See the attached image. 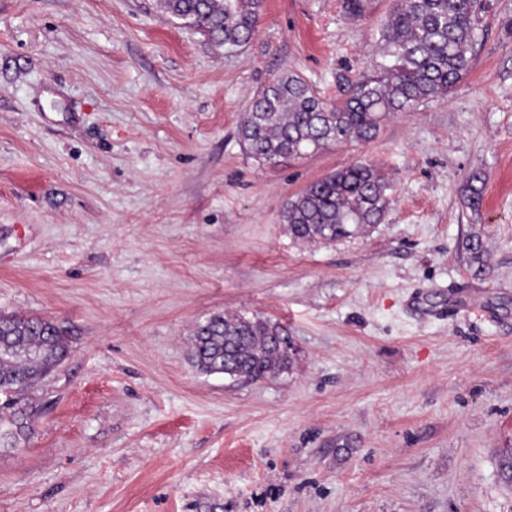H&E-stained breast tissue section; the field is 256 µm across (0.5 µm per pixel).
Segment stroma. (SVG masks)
<instances>
[{
	"label": "stroma",
	"instance_id": "obj_1",
	"mask_svg": "<svg viewBox=\"0 0 512 512\" xmlns=\"http://www.w3.org/2000/svg\"><path fill=\"white\" fill-rule=\"evenodd\" d=\"M389 8L265 0L230 49L159 0H0V311L70 344L0 416V512H512V0L370 142L271 166L238 136L284 73L336 104ZM357 160L382 221L295 240L288 200ZM215 312L286 325L288 369L199 372Z\"/></svg>",
	"mask_w": 512,
	"mask_h": 512
}]
</instances>
